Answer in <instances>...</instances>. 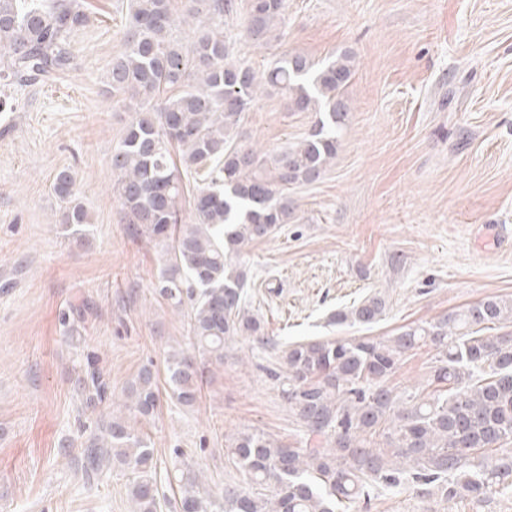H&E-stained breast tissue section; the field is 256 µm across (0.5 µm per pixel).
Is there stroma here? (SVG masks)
<instances>
[{"label":"stroma","instance_id":"stroma-1","mask_svg":"<svg viewBox=\"0 0 512 512\" xmlns=\"http://www.w3.org/2000/svg\"><path fill=\"white\" fill-rule=\"evenodd\" d=\"M224 18L235 60L263 71L275 54L322 63L353 58L350 112L322 177L291 187L290 223L247 246L246 306L273 342L237 337L210 366L199 404L179 405L166 382L151 442L155 478L175 512L168 476L191 468L201 490L248 487L226 435L261 431L307 443L270 370L288 343L385 339L486 298L512 299V0H288L281 41L242 36L248 0ZM90 16L73 36V69L52 84L13 85L0 112V512H131L115 469L86 482L79 469L83 411L76 380L95 363L121 400L144 365L190 351L186 312L155 289L164 244L130 237L112 193V150L131 118L106 86L124 49L126 0H81ZM311 112L258 95L239 130L268 153L307 137ZM70 169L88 212L68 239L52 191ZM380 293L371 325L330 324L331 313ZM433 345L406 353L387 384L427 386ZM356 512H512V495L449 501L403 488L372 493Z\"/></svg>","mask_w":512,"mask_h":512}]
</instances>
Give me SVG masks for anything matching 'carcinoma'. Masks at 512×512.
Segmentation results:
<instances>
[{
	"label": "carcinoma",
	"mask_w": 512,
	"mask_h": 512,
	"mask_svg": "<svg viewBox=\"0 0 512 512\" xmlns=\"http://www.w3.org/2000/svg\"><path fill=\"white\" fill-rule=\"evenodd\" d=\"M179 17L171 0H129L124 51L112 61V95L132 105V117L112 151L113 195L128 234H146L167 245L169 264L156 288L180 310L189 306L194 357L168 354L167 384L177 402L193 407L206 366L224 364L226 342L248 336L265 342L259 317L245 306L248 271L236 261L250 243L294 218L288 189L320 178L336 157L339 130L350 112L343 95L353 65L340 53L319 65L284 51L259 74L233 60L224 36L232 0H187ZM196 22L186 43L173 30ZM288 0H249L246 36L278 41ZM88 23L78 0H0V88L53 80L73 68L72 37ZM268 89L292 112L318 115L307 138L268 155L239 144L242 113ZM200 180L191 222L182 223V175ZM53 191L64 204L69 236H86L87 212L76 179L57 172ZM386 312L374 293L330 316V322L373 324ZM512 321V301L486 299L428 325L412 326L387 340L369 337L293 342L276 375L280 394L313 445L287 448L257 431L226 437L239 468L254 485H271L261 498L228 488L221 500L199 491L197 475L179 471V512H350L369 497L368 487L408 486L448 500L512 493V336H484L488 325ZM439 350L425 397L401 398L385 382L403 354L420 344ZM82 405L96 410L108 387L94 369L77 379ZM160 400L155 373L143 367L124 388V399L85 439L80 469L129 472L133 512H161L152 476L154 451L122 416L152 419ZM390 421L387 446L366 434ZM480 454L483 460L470 463Z\"/></svg>",
	"instance_id": "1"
}]
</instances>
